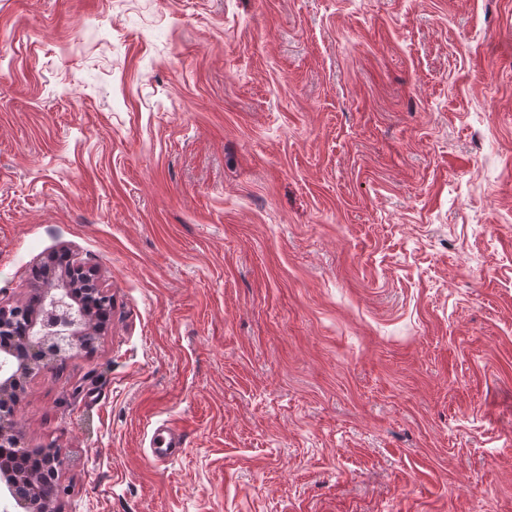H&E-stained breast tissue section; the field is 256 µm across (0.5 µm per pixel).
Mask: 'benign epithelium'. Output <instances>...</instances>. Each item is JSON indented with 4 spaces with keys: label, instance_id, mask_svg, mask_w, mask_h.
<instances>
[{
    "label": "benign epithelium",
    "instance_id": "1",
    "mask_svg": "<svg viewBox=\"0 0 512 512\" xmlns=\"http://www.w3.org/2000/svg\"><path fill=\"white\" fill-rule=\"evenodd\" d=\"M39 293L51 301L53 310L44 312L27 303L0 305V337H13L18 346L14 372L0 375V447L12 449L10 461L0 465V483L23 512H58L55 501L64 456L60 449H50L45 482L33 480L27 470L31 449L22 446L16 420L21 379L49 369L101 335L111 299L95 274L80 264L47 266Z\"/></svg>",
    "mask_w": 512,
    "mask_h": 512
}]
</instances>
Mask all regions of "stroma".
<instances>
[{"mask_svg": "<svg viewBox=\"0 0 512 512\" xmlns=\"http://www.w3.org/2000/svg\"><path fill=\"white\" fill-rule=\"evenodd\" d=\"M65 248L60 512H512V0H0V302ZM185 448V439L179 428L162 422L156 423L150 439L148 460L151 463H163L180 456Z\"/></svg>", "mask_w": 512, "mask_h": 512, "instance_id": "1", "label": "stroma"}]
</instances>
